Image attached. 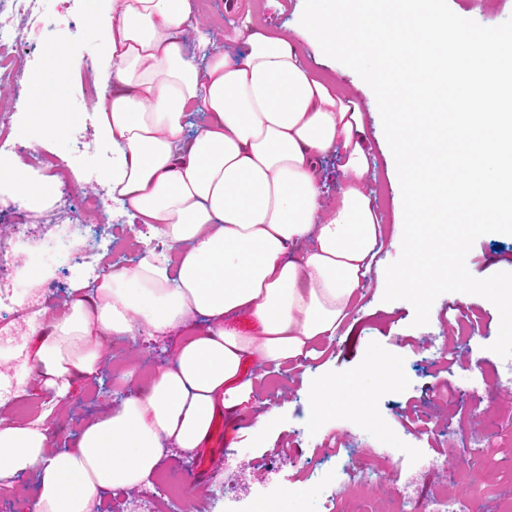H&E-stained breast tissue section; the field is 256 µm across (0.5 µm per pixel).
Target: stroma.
Returning <instances> with one entry per match:
<instances>
[{
	"instance_id": "35a3bbf8",
	"label": "stroma",
	"mask_w": 512,
	"mask_h": 512,
	"mask_svg": "<svg viewBox=\"0 0 512 512\" xmlns=\"http://www.w3.org/2000/svg\"><path fill=\"white\" fill-rule=\"evenodd\" d=\"M192 0L194 11L207 15L217 44L231 59L244 56L246 38L256 28L278 31L297 26L311 0ZM449 22L474 29H511L512 0H443ZM44 22L31 30L20 53L21 84L30 88L47 62V50L59 44L76 60L92 55L94 35L88 25L87 0H41ZM309 65L329 80L353 88L364 106V122L372 149L369 189L372 195L386 193L376 208L388 230L380 251L379 272L373 273L363 290L361 309L355 312L353 329H340L333 339L320 343L316 364L293 368H267L255 403L243 419L228 424L223 439H211L201 455L209 458L208 471L196 469L198 456L166 446L156 469L170 482L184 484L193 506L203 512H254L257 502L277 497L285 512H320L326 497L341 494L345 512H394L403 493L410 505L423 512L438 491L452 492L458 512H497L505 491L512 487V470L501 468L503 458H512V388L492 384L471 390L470 383L495 366L512 361V340L502 338L498 306L482 291V284L512 279V230L500 224L466 227L467 249L460 269L470 288H440L427 302L407 294H384L382 270L400 261L399 244L410 233L402 210L403 184L394 173V154L388 122L380 106V91L344 56H328L309 43H302ZM468 310L478 328L467 339L448 330V308ZM447 334V354H440L434 336ZM182 333L161 338L140 335L116 340L96 381H76L58 410H50L49 393L41 390L35 374H27L23 397L39 411H52L55 435L51 445L68 446L76 429L107 408L117 406L128 394L112 379L116 362L126 369L142 363L159 368L169 363L182 340ZM392 352L404 383L399 391L366 388L369 407L392 437L388 453L371 461L349 454L336 459L332 448L342 433L359 440L369 438L368 427L349 417L308 419V382L329 378L337 384L357 383L367 352ZM458 388L454 405L440 403L436 395ZM279 414L259 437H252L259 416L270 407ZM481 425L497 443L491 458L472 454L462 441L474 425ZM416 444L433 460L430 468L414 471L411 487L391 479L377 481L373 474L406 467L404 450Z\"/></svg>"
}]
</instances>
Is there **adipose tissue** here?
<instances>
[{
    "label": "adipose tissue",
    "instance_id": "ef3b65f1",
    "mask_svg": "<svg viewBox=\"0 0 512 512\" xmlns=\"http://www.w3.org/2000/svg\"><path fill=\"white\" fill-rule=\"evenodd\" d=\"M101 90L96 132L112 152L102 174L113 205L147 229L134 266L76 283L65 315L25 362L54 404L96 379L106 344L165 336L197 323L145 387L85 425L72 447H52L35 423L0 419V482L33 472V512H91L102 489H132L153 474L164 444L202 449L214 416L253 401L260 379L242 365L281 367L335 335L356 304L385 229L365 190L370 165L363 114L341 86L312 74L293 35L250 34L243 58L189 54L205 22L191 0H99L89 17ZM304 33L349 57L381 89L404 185L401 261L390 292L423 299L467 287L449 249L455 224L512 223V31L450 26L438 0H314ZM53 61L21 104L20 139L82 125ZM209 115L185 141L188 113ZM343 148V184L323 205L324 157ZM0 188L35 207L54 182L0 156ZM249 314L255 333L226 326ZM312 417L366 418L362 396L330 379L311 383Z\"/></svg>",
    "mask_w": 512,
    "mask_h": 512
}]
</instances>
